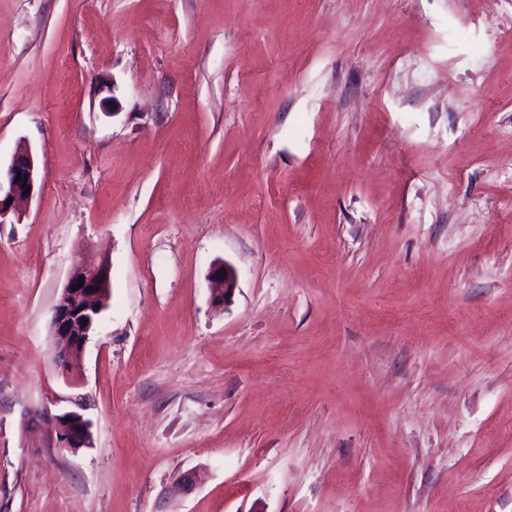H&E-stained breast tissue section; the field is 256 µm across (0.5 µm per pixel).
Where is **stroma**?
I'll return each instance as SVG.
<instances>
[{
  "mask_svg": "<svg viewBox=\"0 0 512 512\" xmlns=\"http://www.w3.org/2000/svg\"><path fill=\"white\" fill-rule=\"evenodd\" d=\"M24 145L0 512H512V0H0ZM81 251L110 297L67 373ZM79 278H83L81 287H77ZM109 284L110 268L106 260L83 255L75 257L67 282L52 308L50 321L56 358L64 370L82 360L107 301ZM222 269L226 274L222 275ZM210 303L213 307L222 309L233 300L238 288V276L235 268L227 261H215L207 275ZM39 415L52 421L55 429V447L60 451L72 454L92 445V424L89 419L77 410H65L52 413L45 408Z\"/></svg>",
  "mask_w": 512,
  "mask_h": 512,
  "instance_id": "35a3bbf8",
  "label": "stroma"
}]
</instances>
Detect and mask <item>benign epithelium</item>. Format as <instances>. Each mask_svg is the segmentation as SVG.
I'll return each mask as SVG.
<instances>
[{"label":"benign epithelium","instance_id":"1","mask_svg":"<svg viewBox=\"0 0 512 512\" xmlns=\"http://www.w3.org/2000/svg\"><path fill=\"white\" fill-rule=\"evenodd\" d=\"M37 181V159L29 147L23 146L13 154L5 178L0 181V224L17 212L19 202L32 199ZM207 279L213 307L221 309L233 300L238 276L229 262H214ZM109 284L110 268L106 260L83 255L75 257L67 282L52 308L50 321L55 354L61 367L66 369L82 360L106 303ZM40 414L52 421L54 443L59 450L75 454L91 447L92 424L81 412L53 413L46 408Z\"/></svg>","mask_w":512,"mask_h":512}]
</instances>
